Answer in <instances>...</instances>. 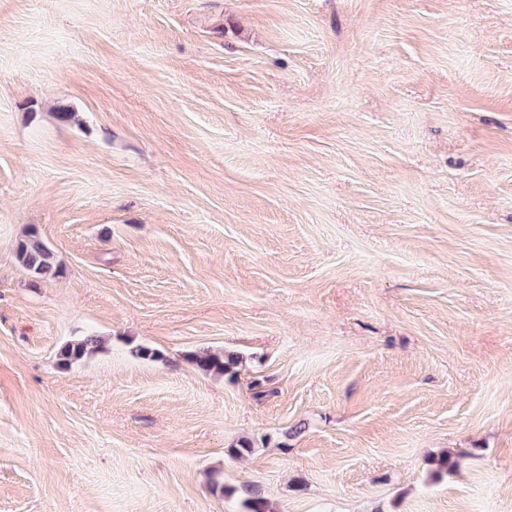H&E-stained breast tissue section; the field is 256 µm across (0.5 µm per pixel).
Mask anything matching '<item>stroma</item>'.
Returning a JSON list of instances; mask_svg holds the SVG:
<instances>
[{"label":"stroma","instance_id":"obj_1","mask_svg":"<svg viewBox=\"0 0 512 512\" xmlns=\"http://www.w3.org/2000/svg\"><path fill=\"white\" fill-rule=\"evenodd\" d=\"M250 491L512 512V0H0V512ZM15 255L23 268L36 275L55 278L63 273L55 263L52 250L36 231L30 232L23 240L19 241ZM99 346V339L95 335L85 336L66 343L58 353L60 365H69L82 360L88 354L93 353ZM186 357L198 370L219 376L230 372L237 364V357L234 354L216 352L209 348L198 349Z\"/></svg>","mask_w":512,"mask_h":512}]
</instances>
